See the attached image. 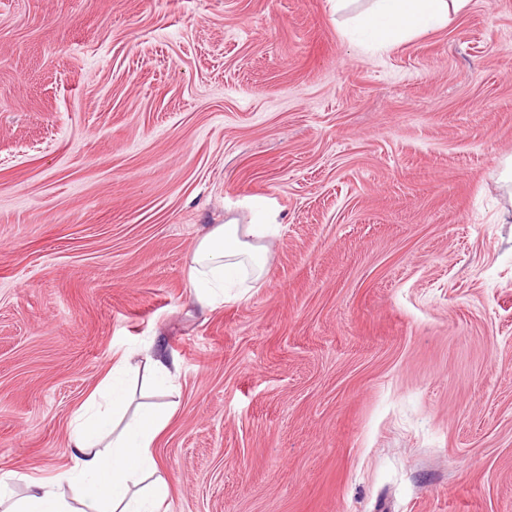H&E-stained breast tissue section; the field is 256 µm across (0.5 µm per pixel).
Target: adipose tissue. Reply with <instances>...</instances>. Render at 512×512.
<instances>
[{
	"instance_id": "ef3b65f1",
	"label": "adipose tissue",
	"mask_w": 512,
	"mask_h": 512,
	"mask_svg": "<svg viewBox=\"0 0 512 512\" xmlns=\"http://www.w3.org/2000/svg\"><path fill=\"white\" fill-rule=\"evenodd\" d=\"M467 0H372L355 17L357 27L383 45L444 26ZM272 227L268 224H212L199 237L187 267L196 303L215 308L246 299V282L269 271ZM131 356L112 355V368L76 412L69 441V464L58 474L63 492L30 480L18 498L0 477V512H169L171 490L155 454L171 411L145 409L127 417L126 376Z\"/></svg>"
}]
</instances>
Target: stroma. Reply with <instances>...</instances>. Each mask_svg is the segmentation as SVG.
<instances>
[{
  "label": "stroma",
  "instance_id": "obj_1",
  "mask_svg": "<svg viewBox=\"0 0 512 512\" xmlns=\"http://www.w3.org/2000/svg\"><path fill=\"white\" fill-rule=\"evenodd\" d=\"M329 0H0V472L114 350L171 512H512V0L386 50ZM275 224L201 310L208 225ZM146 360L150 370L161 382L174 378L178 373V365L174 359L149 353Z\"/></svg>",
  "mask_w": 512,
  "mask_h": 512
}]
</instances>
